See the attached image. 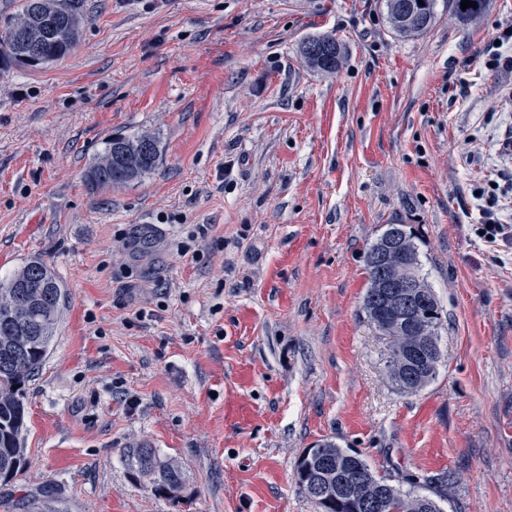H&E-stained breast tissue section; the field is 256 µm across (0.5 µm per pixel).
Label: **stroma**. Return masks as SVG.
I'll use <instances>...</instances> for the list:
<instances>
[{
	"mask_svg": "<svg viewBox=\"0 0 512 512\" xmlns=\"http://www.w3.org/2000/svg\"><path fill=\"white\" fill-rule=\"evenodd\" d=\"M76 49L0 72V281L32 259L66 291L28 383L26 468L5 491L64 512H319L295 482L325 439L391 484L453 472L445 512H512V69L486 51L512 0H436L395 36L383 0H78ZM346 46L333 74L301 42ZM159 138L141 180L85 172ZM406 224L443 308L436 378L388 377L363 254ZM180 463L176 496L121 460ZM327 39L331 44V56L313 57L308 52L310 44L318 43ZM300 55L305 63L312 69L332 74L335 73L343 64L345 59V47L333 34H321L314 37H309L300 46ZM151 141V148L144 156H123L119 149L122 144L132 147L143 139ZM162 158L159 139L149 133L112 138L104 154L93 162L85 173V181L91 187L121 186L140 180L153 173Z\"/></svg>",
	"mask_w": 512,
	"mask_h": 512,
	"instance_id": "obj_1",
	"label": "stroma"
}]
</instances>
